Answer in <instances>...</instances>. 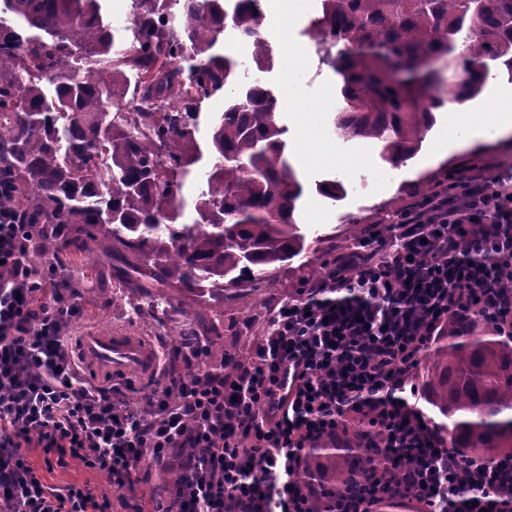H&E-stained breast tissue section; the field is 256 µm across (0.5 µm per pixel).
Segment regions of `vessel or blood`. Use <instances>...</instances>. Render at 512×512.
Listing matches in <instances>:
<instances>
[{
  "instance_id": "obj_1",
  "label": "vessel or blood",
  "mask_w": 512,
  "mask_h": 512,
  "mask_svg": "<svg viewBox=\"0 0 512 512\" xmlns=\"http://www.w3.org/2000/svg\"><path fill=\"white\" fill-rule=\"evenodd\" d=\"M84 362L105 374H139L155 370L159 359L149 354L141 338L116 330L90 331L80 338Z\"/></svg>"
}]
</instances>
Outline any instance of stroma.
<instances>
[{
	"instance_id": "1",
	"label": "stroma",
	"mask_w": 512,
	"mask_h": 512,
	"mask_svg": "<svg viewBox=\"0 0 512 512\" xmlns=\"http://www.w3.org/2000/svg\"><path fill=\"white\" fill-rule=\"evenodd\" d=\"M317 10L318 0H270L260 31L273 39L287 34L288 47L275 54L274 67L264 78L281 99L294 102L293 108H280L278 114L280 125L287 129L289 146H296L302 137L320 141L333 148L336 159L305 166L298 157H291L290 163L305 188L296 219L312 244L304 259L258 284L250 294V307H243L236 296L225 297L223 305L217 306V313L224 317V327L215 342L230 351L245 352L258 343L273 307L319 276L327 262L352 247V221L376 223L403 210L412 200L405 191L406 185L422 175L440 176L444 171L470 165L493 171L512 161V137L489 139L477 149H460L431 159L432 146L446 121L442 111L437 112L436 123L420 152L396 169L379 162L375 147L340 139L332 124L338 105V78L332 71L319 68L315 46L306 34ZM361 153L370 155L368 164H354V157ZM334 176L347 188L345 197L336 201L315 190L317 181ZM194 299V293L183 292L179 305L160 314L151 299L142 297L136 300L139 310L134 313L129 309L134 301L130 293L115 290L110 300L86 293L80 299L81 313L72 320L68 334L77 338L89 330H127L157 352L165 353L169 371L179 373L186 369L180 352L185 335L194 327L189 316Z\"/></svg>"
}]
</instances>
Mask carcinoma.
Listing matches in <instances>:
<instances>
[{
  "label": "carcinoma",
  "mask_w": 512,
  "mask_h": 512,
  "mask_svg": "<svg viewBox=\"0 0 512 512\" xmlns=\"http://www.w3.org/2000/svg\"><path fill=\"white\" fill-rule=\"evenodd\" d=\"M106 0H0V212L34 235L27 260L71 247L119 258L114 277L132 293L194 291L202 336L224 292L290 266L307 250L295 220L304 186L287 159L280 98L265 81H238L221 36L250 37V66L270 70L255 0H132L131 34L117 50ZM307 33L319 63L341 77L333 124L344 141L371 144L397 168L422 148L435 112L478 97L491 74L512 81V0H321ZM451 77H446V72ZM137 79L147 110L123 102ZM223 111L198 137L204 99ZM437 185L420 177L413 195ZM319 195L342 198L336 178ZM425 399L451 425L465 459L512 455V338L479 317H448L430 358ZM312 512L364 486L352 437L304 453ZM407 493L382 499L399 512Z\"/></svg>",
  "instance_id": "cac0c4a2"
}]
</instances>
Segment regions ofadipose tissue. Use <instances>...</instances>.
I'll list each match as a JSON object with an SVG mask.
<instances>
[{
    "label": "adipose tissue",
    "instance_id": "1",
    "mask_svg": "<svg viewBox=\"0 0 512 512\" xmlns=\"http://www.w3.org/2000/svg\"><path fill=\"white\" fill-rule=\"evenodd\" d=\"M489 130L503 137L512 134V91L501 92L499 107L491 110L449 106L447 124L434 145V152L441 156L452 148L472 146Z\"/></svg>",
    "mask_w": 512,
    "mask_h": 512
}]
</instances>
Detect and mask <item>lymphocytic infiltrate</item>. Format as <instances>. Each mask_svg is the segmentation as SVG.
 Instances as JSON below:
<instances>
[{
  "label": "lymphocytic infiltrate",
  "instance_id": "obj_1",
  "mask_svg": "<svg viewBox=\"0 0 512 512\" xmlns=\"http://www.w3.org/2000/svg\"><path fill=\"white\" fill-rule=\"evenodd\" d=\"M449 182L278 303L253 351L214 368L209 346L194 345L188 372L138 408L87 377L66 338L78 287L57 262L27 263L26 225L0 215V512H112L89 486L46 483L64 460L102 471L118 491L176 468L153 512H310L303 452L355 421L370 491L336 512H376L396 476L418 512H512V458L461 469L406 397L449 314L512 334V170L490 178L472 165ZM291 365L298 383L285 402ZM29 448L42 450L43 468Z\"/></svg>",
  "mask_w": 512,
  "mask_h": 512
}]
</instances>
